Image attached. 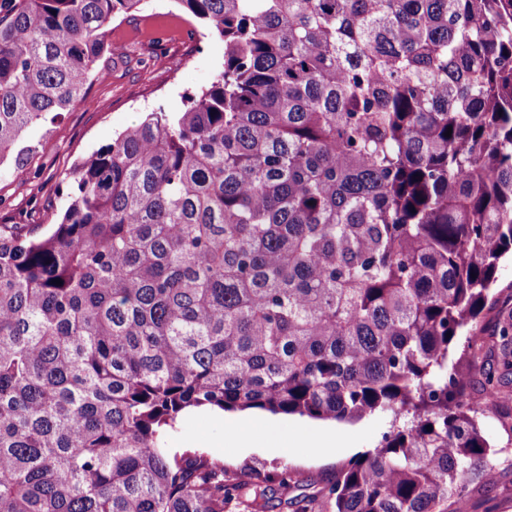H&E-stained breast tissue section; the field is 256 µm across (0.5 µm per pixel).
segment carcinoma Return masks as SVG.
I'll return each instance as SVG.
<instances>
[{"label":"carcinoma","instance_id":"1","mask_svg":"<svg viewBox=\"0 0 512 512\" xmlns=\"http://www.w3.org/2000/svg\"><path fill=\"white\" fill-rule=\"evenodd\" d=\"M142 2L0 0V163ZM175 2L224 42L215 80L82 158L49 233L0 225V512L288 494L164 447L192 407L388 413L319 512H452L512 375V321L477 322L512 253V0Z\"/></svg>","mask_w":512,"mask_h":512}]
</instances>
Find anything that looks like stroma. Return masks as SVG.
<instances>
[{
    "label": "stroma",
    "mask_w": 512,
    "mask_h": 512,
    "mask_svg": "<svg viewBox=\"0 0 512 512\" xmlns=\"http://www.w3.org/2000/svg\"><path fill=\"white\" fill-rule=\"evenodd\" d=\"M224 44L189 17L174 0H146L135 16L114 20L108 49L100 60L103 80L93 82L75 102L45 126L30 129L33 149L15 168L0 164V224H30L43 233L67 205L58 194L60 180L87 154L111 143L146 113L177 112L185 95L208 87L221 71ZM266 428L247 448L225 444L224 436L248 418ZM495 478L468 486L455 512H512V419L491 407L482 417ZM387 419L373 415L355 422L318 420L264 411L197 414L179 421L166 439L169 448H195L232 470L256 467L291 470L320 489L338 469L376 448L388 430ZM305 440L302 448L281 444V437Z\"/></svg>",
    "instance_id": "obj_1"
}]
</instances>
